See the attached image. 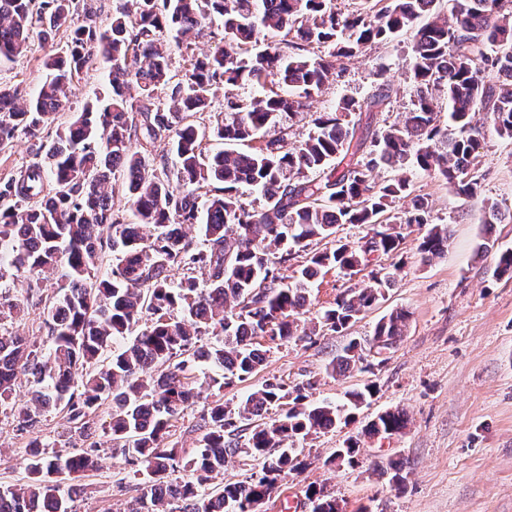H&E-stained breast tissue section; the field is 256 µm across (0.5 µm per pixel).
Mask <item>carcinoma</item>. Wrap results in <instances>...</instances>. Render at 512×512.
Wrapping results in <instances>:
<instances>
[{"mask_svg":"<svg viewBox=\"0 0 512 512\" xmlns=\"http://www.w3.org/2000/svg\"><path fill=\"white\" fill-rule=\"evenodd\" d=\"M449 2L446 18L443 0H354L346 14L334 0H125L102 31L94 0H0V62L30 50L38 29L47 71L24 105L0 85V153L20 134L38 140L43 153L0 181V278L13 269L55 288L47 297V353L0 333V401L21 372L32 378L34 410L64 405L87 443L54 456L30 443L25 480L0 488V512H73L70 481L96 467L92 415L106 404L104 431L142 466L126 512H262L279 482L305 466L295 444L355 421L371 384L342 402H313L316 382L268 378L244 403L218 400L204 411L191 456L172 440L196 397L197 361L219 370L228 387L264 366L269 349L261 341L310 339L322 326L341 332L384 298L401 265L377 262L398 252L397 225L428 223L430 204L418 196L398 215L410 179L379 182V167L428 172L455 197H478L483 128L512 140V0ZM61 32L67 41L57 51ZM201 34L213 46L199 57L192 41ZM403 35L411 92L399 119L380 129L362 125V113L391 104L393 88L383 79L371 96L344 97L318 113L308 138L289 143L282 117L334 82L342 59ZM177 51L187 58L180 74L171 69ZM101 58L112 63L111 94L72 107L73 90ZM240 83L261 93L242 99L231 90ZM221 86L224 110L204 129L191 117L210 111ZM51 127L53 137L45 135ZM133 138L143 151H130ZM209 138L225 148L206 150ZM241 186L261 195L260 207L241 199ZM118 188L130 221L114 208ZM194 224L203 229L199 247L185 233ZM342 224H367L370 232L313 254L291 277L282 273L296 251ZM448 238L447 226H431L421 261L442 255ZM105 245L117 257L101 278ZM272 248L280 261L269 258ZM369 266L368 281L336 295L321 325L301 322L320 276ZM175 270L190 275L176 283ZM409 319L404 309L391 311L369 343L395 346ZM141 322L128 345L100 360ZM203 334L214 341L198 344ZM364 350L351 342L331 372L345 374L364 361ZM273 406L281 413L266 417ZM407 423L399 408L377 414L347 440L342 461L358 463L362 438L389 437ZM236 455L254 462L249 479L207 491ZM307 492L312 512H340L323 491Z\"/></svg>","mask_w":512,"mask_h":512,"instance_id":"1","label":"carcinoma"}]
</instances>
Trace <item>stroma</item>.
Here are the masks:
<instances>
[{"label":"stroma","mask_w":512,"mask_h":512,"mask_svg":"<svg viewBox=\"0 0 512 512\" xmlns=\"http://www.w3.org/2000/svg\"><path fill=\"white\" fill-rule=\"evenodd\" d=\"M42 57L40 43H33L29 52L0 65V83L16 89L19 100H28L46 77ZM407 64L405 51L381 46L364 48L347 59L341 77L325 86L308 110L289 120L290 142L306 139L316 113L334 107L341 98L370 94L382 66L398 94L390 108L374 113L372 125L393 123L409 100ZM479 168L480 196L470 201L449 194L439 178L413 172V194L428 198L433 223L449 227L444 254L421 263L423 228L401 226L404 267L377 306L345 331L272 347L263 370L246 381L229 388L203 386L200 399L179 421L175 441L195 448L197 425L208 403H239L272 376L291 386L313 380L314 399L335 402L371 383L376 393L357 412L354 423L305 441L306 469L281 482L277 495L266 503V512H311L305 494L311 485L336 498L342 512H512V277L496 270L498 251L512 248V219L488 228L482 224L483 200L512 206V141L485 128ZM484 237L491 247L475 256V246ZM368 277L365 269L351 277L329 270L311 291L307 318L319 317L337 294ZM22 294L30 297L28 307L1 320L0 331L33 338L49 348L46 290H30L28 279L11 272L0 279L1 297L11 300ZM401 308L409 311L410 324L396 347L383 354L365 351L368 370L355 368L342 376L327 373V365L350 341L370 338L382 316ZM29 388L26 377H19L10 397L0 402V486L24 476L30 441L39 440L50 454L70 451L79 443L60 408L41 411L35 427L19 430L17 413ZM396 407L409 418L402 434L363 439L357 466L333 462L336 449L349 436L378 413ZM95 439L99 468L79 479L77 512H123L136 494L134 468L113 452L103 431H96ZM392 460L404 463L403 485L370 472Z\"/></svg>","instance_id":"1"}]
</instances>
